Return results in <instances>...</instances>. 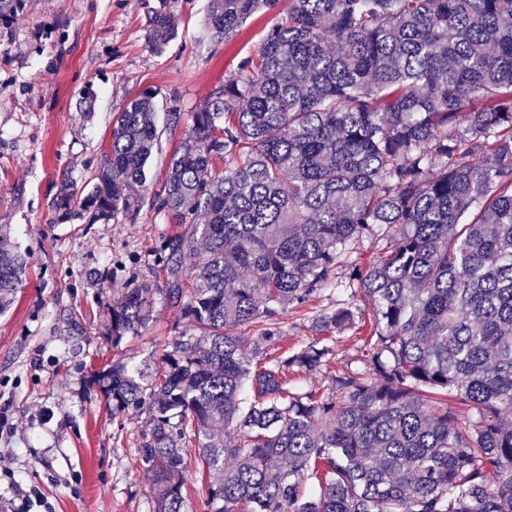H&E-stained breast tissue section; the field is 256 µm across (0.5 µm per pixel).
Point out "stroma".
<instances>
[{
  "instance_id": "obj_1",
  "label": "stroma",
  "mask_w": 512,
  "mask_h": 512,
  "mask_svg": "<svg viewBox=\"0 0 512 512\" xmlns=\"http://www.w3.org/2000/svg\"><path fill=\"white\" fill-rule=\"evenodd\" d=\"M153 0H26L0 33V237L28 258L14 304L0 312V408L20 425L0 433V512H41L28 498L39 489L52 512H152L151 488L137 448L147 412L113 416L105 387L113 363L160 364L181 326L156 296L139 335L113 346L110 309L133 281L163 284L150 263L175 225L147 214L142 223L55 221L51 201L62 180L78 193L112 140V124L138 92L155 90L159 109L178 99L194 111L253 56L288 4L255 15L236 34L213 39L208 0H175L176 38L159 55L145 40ZM92 85V108L78 103ZM339 285L282 317L279 346L330 345L320 370L293 377L295 391H328L331 376L363 367L365 350L351 330L326 332L318 313L350 304Z\"/></svg>"
}]
</instances>
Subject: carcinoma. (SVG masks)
Wrapping results in <instances>:
<instances>
[{
    "mask_svg": "<svg viewBox=\"0 0 512 512\" xmlns=\"http://www.w3.org/2000/svg\"><path fill=\"white\" fill-rule=\"evenodd\" d=\"M24 2L0 0V29ZM278 3L209 0L207 32L223 40ZM176 36L158 0L148 49ZM156 112L154 93L135 97L88 193L75 201L65 179L55 201L61 224H138L146 209L180 226L154 253L164 287L131 283L110 313L115 347L146 329L157 292L183 326L152 373L114 364L107 388L113 414H149L153 512L192 510L190 454L208 512H512V0H288L238 75L192 112L169 102L167 125L193 135L145 199ZM379 234L375 256L351 260ZM343 263L365 307L318 323L368 324L366 370L293 392L330 348L267 350ZM26 266L0 243V309Z\"/></svg>",
    "mask_w": 512,
    "mask_h": 512,
    "instance_id": "1",
    "label": "carcinoma"
}]
</instances>
